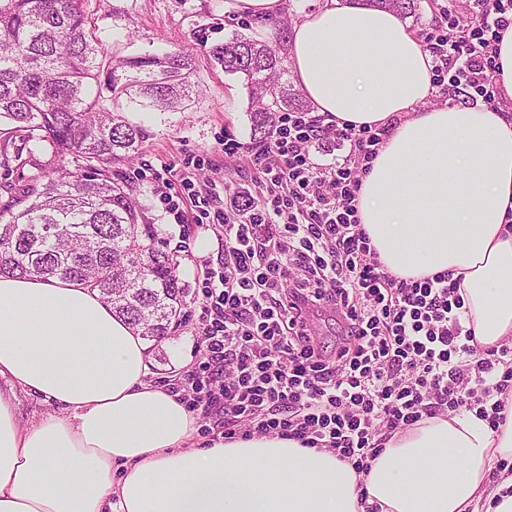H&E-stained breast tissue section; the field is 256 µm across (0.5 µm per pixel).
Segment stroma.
<instances>
[{
  "label": "stroma",
  "instance_id": "35a3bbf8",
  "mask_svg": "<svg viewBox=\"0 0 512 512\" xmlns=\"http://www.w3.org/2000/svg\"><path fill=\"white\" fill-rule=\"evenodd\" d=\"M87 11L108 51L141 54L185 48L197 59L199 96L183 112H128V119L148 133L140 156L117 167L116 179L134 190L159 238L178 256V274L184 287V318L165 339L151 343L149 376L153 383L185 378L196 363L202 341L198 321L201 295L197 268L201 259L217 258L218 241L212 231L193 224H177L168 217L151 181L158 168L170 169L171 182H179L184 154L211 158L225 185L249 180L253 171L224 155L223 142L234 138L252 150L248 96L242 79L213 66L209 47L223 41L229 28L212 30L207 42L193 36L196 25L224 18V0H87Z\"/></svg>",
  "mask_w": 512,
  "mask_h": 512
}]
</instances>
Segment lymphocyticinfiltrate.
I'll use <instances>...</instances> for the list:
<instances>
[{
  "instance_id": "f902f5d3",
  "label": "lymphocytic infiltrate",
  "mask_w": 512,
  "mask_h": 512,
  "mask_svg": "<svg viewBox=\"0 0 512 512\" xmlns=\"http://www.w3.org/2000/svg\"><path fill=\"white\" fill-rule=\"evenodd\" d=\"M464 9L476 16L465 30ZM511 25L512 0H447L422 32L440 98L496 102V42ZM389 133L284 112L232 192L198 181L212 166L200 154L185 155L179 190L153 172L165 212L181 224L192 203L190 219L222 242V261L199 266L205 339L180 400L224 440L280 436L365 474L392 434L423 420L472 411L504 422L512 346L481 347L459 280L395 277L361 227V175ZM328 137L340 153L325 159L316 144ZM321 308L344 326L331 348L310 318Z\"/></svg>"
}]
</instances>
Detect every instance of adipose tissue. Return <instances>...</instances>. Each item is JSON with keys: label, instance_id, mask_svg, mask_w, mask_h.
Returning a JSON list of instances; mask_svg holds the SVG:
<instances>
[{"label": "adipose tissue", "instance_id": "ef3b65f1", "mask_svg": "<svg viewBox=\"0 0 512 512\" xmlns=\"http://www.w3.org/2000/svg\"><path fill=\"white\" fill-rule=\"evenodd\" d=\"M316 115L395 128L362 179L359 217L396 277L448 271L477 341L512 340V115L420 110L432 58L395 12L321 0L286 35ZM148 347L97 291L0 276V512H512V401L395 434L366 476L334 453L254 436L189 448L195 419L147 382ZM65 406L20 428L13 389Z\"/></svg>", "mask_w": 512, "mask_h": 512}]
</instances>
